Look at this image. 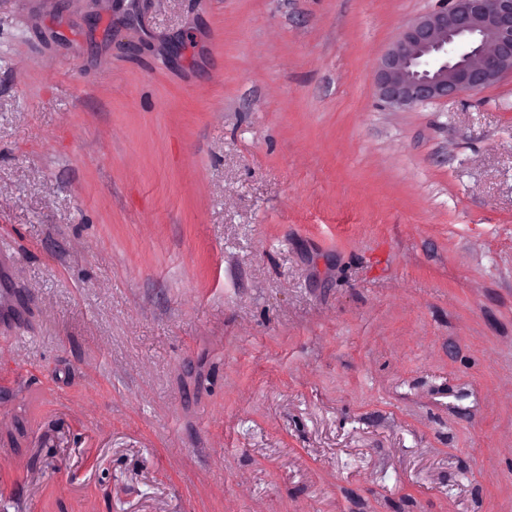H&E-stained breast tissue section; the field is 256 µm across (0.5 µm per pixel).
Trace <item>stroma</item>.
I'll return each mask as SVG.
<instances>
[{"mask_svg": "<svg viewBox=\"0 0 512 512\" xmlns=\"http://www.w3.org/2000/svg\"><path fill=\"white\" fill-rule=\"evenodd\" d=\"M444 0H0V512H512V76L398 108Z\"/></svg>", "mask_w": 512, "mask_h": 512, "instance_id": "1", "label": "stroma"}]
</instances>
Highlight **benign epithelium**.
Segmentation results:
<instances>
[{"label":"benign epithelium","mask_w":512,"mask_h":512,"mask_svg":"<svg viewBox=\"0 0 512 512\" xmlns=\"http://www.w3.org/2000/svg\"><path fill=\"white\" fill-rule=\"evenodd\" d=\"M512 74V0H447L409 22L382 55L380 98L407 107L477 93Z\"/></svg>","instance_id":"obj_1"}]
</instances>
